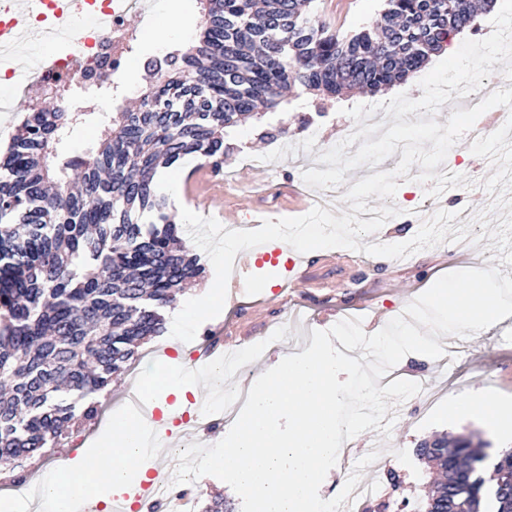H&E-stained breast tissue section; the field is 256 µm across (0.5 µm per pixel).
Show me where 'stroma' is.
I'll return each instance as SVG.
<instances>
[{
  "instance_id": "obj_1",
  "label": "stroma",
  "mask_w": 512,
  "mask_h": 512,
  "mask_svg": "<svg viewBox=\"0 0 512 512\" xmlns=\"http://www.w3.org/2000/svg\"><path fill=\"white\" fill-rule=\"evenodd\" d=\"M164 3L165 0H153L147 14L127 17L126 26L132 36L130 62L125 73L115 78L113 88L93 94L71 89L72 100L84 111L85 118L60 142L61 156L81 155L95 146L106 108L139 98L144 84L142 66L157 54L170 53L174 45L169 36L171 30H197L201 21L197 0H181L179 10L171 14L165 13ZM316 6L319 16L334 28L353 34L379 19L383 0H317ZM421 78L417 72L407 82L393 86L390 92L345 96L322 115L316 114L311 99L292 100L262 120L228 130L226 139L236 144L238 151L229 156L221 173L215 175V185L208 194L194 201L195 210L207 208L218 212L234 206L245 210L256 203H268L273 217L291 216V209L277 204V189L287 182L302 185V172L315 168L317 156L344 139L350 122L347 108L366 102L381 103L393 94L419 93ZM270 126L282 128V135L270 142L260 140L259 132ZM471 144L470 137H462L437 171L476 175L478 186L458 188L449 194L448 203L453 206L468 201L477 212L491 201L481 182L492 171L486 160L471 153ZM471 231L481 241L467 255L456 252L447 242L402 259L371 256L346 248L295 253L297 269L307 270L310 277L311 285L307 288L284 287V267L253 256L248 270L239 272L237 288L228 292L221 314L204 322L192 341L180 344L179 352L185 355L203 351L214 336L246 347L265 340L280 327H288L294 343L265 349L260 359L239 369L232 382L241 384L263 369L274 367L280 355L304 348L312 331L330 329V322L323 319L327 311L366 323L378 315L402 310L415 292L446 273L489 264L490 238L482 237L481 225H473ZM163 345V337L156 336L149 346L138 348L122 376L109 391L100 394L105 412L126 403L131 380L143 358L158 355ZM404 370L428 383L444 399L458 395L465 384L512 396V316L481 336L464 338L452 358L412 360ZM439 413V407L428 409L410 398L396 407L390 435L370 429L353 437L351 454L342 456L329 471L319 490L321 498H334L356 462L375 450L379 456L363 469V482L382 483V498L389 501V512H417L428 480V470L417 456L421 442L443 434L466 436L475 430L470 423L443 425Z\"/></svg>"
}]
</instances>
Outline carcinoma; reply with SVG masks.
Instances as JSON below:
<instances>
[{"mask_svg": "<svg viewBox=\"0 0 512 512\" xmlns=\"http://www.w3.org/2000/svg\"><path fill=\"white\" fill-rule=\"evenodd\" d=\"M487 0H385L381 21L331 30L315 0H199L198 38L165 56L139 106L105 113L85 155L57 145L83 112H30L0 161V461L46 455L94 423L161 309L201 274L159 168L187 155L224 168V130L277 110L299 86L325 112L423 68ZM437 474L422 512H512V449L494 464L472 439L418 449Z\"/></svg>", "mask_w": 512, "mask_h": 512, "instance_id": "carcinoma-1", "label": "carcinoma"}]
</instances>
